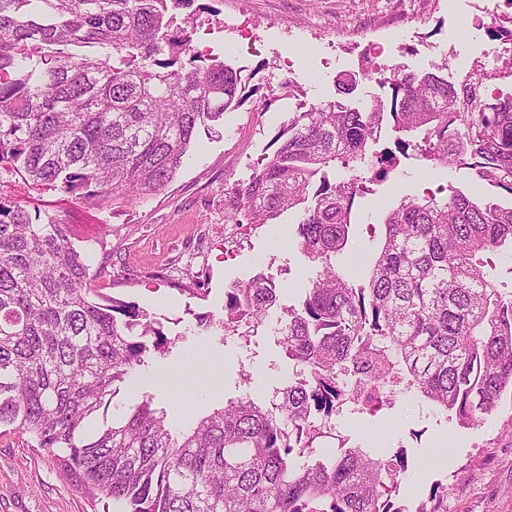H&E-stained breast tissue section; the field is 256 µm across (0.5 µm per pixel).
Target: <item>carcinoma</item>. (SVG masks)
Masks as SVG:
<instances>
[{"label": "carcinoma", "instance_id": "carcinoma-1", "mask_svg": "<svg viewBox=\"0 0 512 512\" xmlns=\"http://www.w3.org/2000/svg\"><path fill=\"white\" fill-rule=\"evenodd\" d=\"M194 0H0V428L29 437L75 488L122 512H447L434 483L413 511L400 487L412 467H435L398 448L346 446L315 458L326 424L357 394L361 410L389 403L405 378L434 407L477 427L512 387V290L486 278L483 258L512 249V203L480 199L484 185L512 197V97L492 99L474 75L458 88L396 64L378 71L390 101L336 98L298 112L273 156L240 189L234 223L276 224L299 214L295 243L320 266L280 328L293 378L269 405L230 399L178 430L145 394L123 417L91 427L132 371L174 342L134 301L107 298L112 225H97V265L74 225L11 195H61L110 211L146 199L181 168L200 127L242 103L240 74L207 63L174 10ZM392 119L394 148L367 155ZM431 167L470 160L477 185L389 208L364 283L336 268L367 171L385 178L399 156ZM349 168L346 181L327 171ZM279 288L261 273L227 292L224 333L263 324Z\"/></svg>", "mask_w": 512, "mask_h": 512}]
</instances>
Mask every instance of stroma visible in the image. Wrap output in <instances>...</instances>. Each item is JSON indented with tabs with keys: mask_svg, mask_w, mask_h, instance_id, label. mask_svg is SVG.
Segmentation results:
<instances>
[{
	"mask_svg": "<svg viewBox=\"0 0 512 512\" xmlns=\"http://www.w3.org/2000/svg\"><path fill=\"white\" fill-rule=\"evenodd\" d=\"M502 0H217L214 11L177 19L190 26H215L209 58L241 75L243 105L226 112L220 132L199 129L184 165L169 186L145 200H131L108 215L49 197L69 213L78 234L93 236L100 218L112 226V262L98 280L104 294L138 303L159 320L175 345L169 357L153 358L126 379L110 416L120 417L151 393L172 424L187 427L223 404L250 396L269 401L292 374L277 332L297 306L316 267L295 244V221L241 226L228 221L236 191L255 166L271 156L274 137L294 113L336 96L340 74L366 66L395 64L419 73L456 70L474 49L494 47L487 35ZM259 42L243 50L245 31ZM384 39L380 58L361 55L362 44ZM474 174L463 164L432 170L425 162L401 159L382 181L367 182L356 198V225L348 251L371 258L383 236V219L400 199L425 188L471 191ZM264 274L279 297L248 340L222 338L220 330L198 327L200 316L221 320L225 294L235 284ZM187 378L184 397L172 398L167 382ZM337 436L367 452L402 448L419 459L449 445L448 462L412 469L401 485L405 504L417 507L432 483L448 485V512H512V391L480 426L460 427L415 390L397 386L391 405L370 415L355 405L333 417ZM0 512H103L73 487L45 452L28 447L14 432L0 433Z\"/></svg>",
	"mask_w": 512,
	"mask_h": 512,
	"instance_id": "35a3bbf8",
	"label": "stroma"
}]
</instances>
